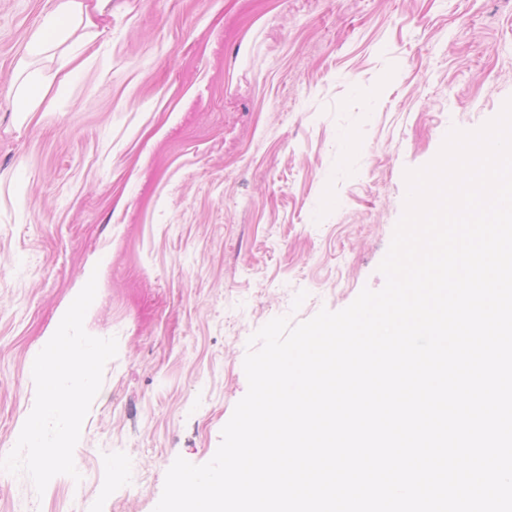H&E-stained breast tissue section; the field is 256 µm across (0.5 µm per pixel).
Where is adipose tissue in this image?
<instances>
[{"mask_svg":"<svg viewBox=\"0 0 512 512\" xmlns=\"http://www.w3.org/2000/svg\"><path fill=\"white\" fill-rule=\"evenodd\" d=\"M112 0H56L53 11L45 18L28 42V53L39 56L58 51V68L65 78L81 75L82 65L65 44L75 31H82L86 41H93L97 19L111 16Z\"/></svg>","mask_w":512,"mask_h":512,"instance_id":"obj_1","label":"adipose tissue"}]
</instances>
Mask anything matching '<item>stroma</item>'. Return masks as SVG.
<instances>
[{"label": "stroma", "mask_w": 512, "mask_h": 512, "mask_svg": "<svg viewBox=\"0 0 512 512\" xmlns=\"http://www.w3.org/2000/svg\"><path fill=\"white\" fill-rule=\"evenodd\" d=\"M53 4L0 0V455L103 254L84 327L118 351L80 480L0 478V512H154L176 458L214 456L259 328L383 287L406 170L512 98V0H112L24 122L14 73Z\"/></svg>", "instance_id": "35a3bbf8"}]
</instances>
